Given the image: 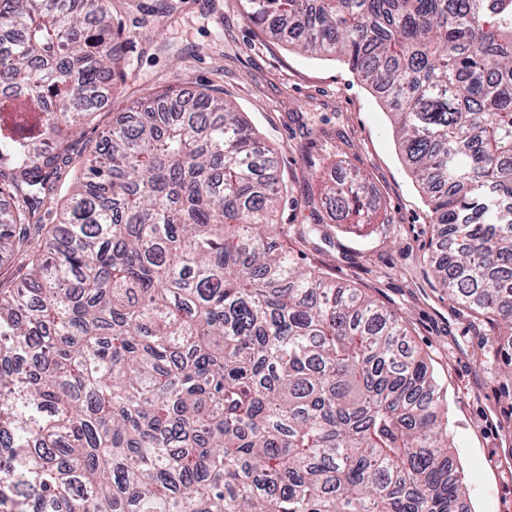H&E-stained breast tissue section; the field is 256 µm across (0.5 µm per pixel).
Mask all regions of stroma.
<instances>
[{
  "label": "stroma",
  "instance_id": "stroma-1",
  "mask_svg": "<svg viewBox=\"0 0 512 512\" xmlns=\"http://www.w3.org/2000/svg\"><path fill=\"white\" fill-rule=\"evenodd\" d=\"M123 30L122 81L77 131L93 143L117 113L169 86L206 85L233 102L275 151L287 186L278 221L284 247L332 281L373 295L407 319L408 339L428 359L448 402V435L472 512H512V419L505 351L487 329L459 315L424 257L430 239L425 198L396 145L390 118L341 60L314 59L262 31L237 0H110ZM357 178L377 208L357 228L329 210L312 211L322 182ZM318 232H311V224Z\"/></svg>",
  "mask_w": 512,
  "mask_h": 512
}]
</instances>
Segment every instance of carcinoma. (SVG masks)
<instances>
[{
    "mask_svg": "<svg viewBox=\"0 0 512 512\" xmlns=\"http://www.w3.org/2000/svg\"><path fill=\"white\" fill-rule=\"evenodd\" d=\"M340 56L426 194L438 285L512 344V0H240ZM108 0H0V512H468L448 404L403 316L277 245L274 151L170 89L91 146L124 76ZM325 203L369 197L331 181ZM53 216L55 223H46ZM22 251L0 260V288H11L24 272Z\"/></svg>",
    "mask_w": 512,
    "mask_h": 512,
    "instance_id": "carcinoma-1",
    "label": "carcinoma"
}]
</instances>
